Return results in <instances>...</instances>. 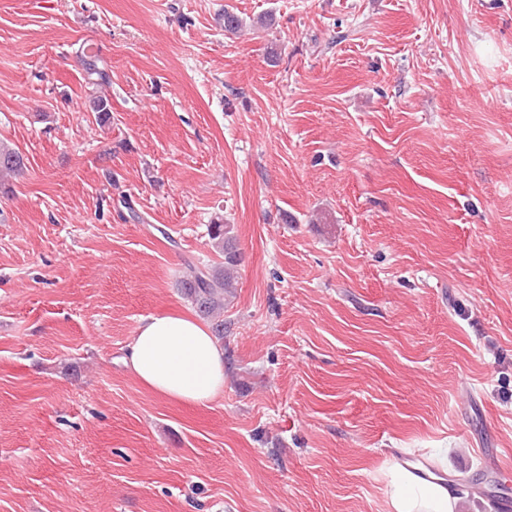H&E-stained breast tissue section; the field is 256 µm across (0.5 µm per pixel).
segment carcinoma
Segmentation results:
<instances>
[{
    "label": "carcinoma",
    "mask_w": 512,
    "mask_h": 512,
    "mask_svg": "<svg viewBox=\"0 0 512 512\" xmlns=\"http://www.w3.org/2000/svg\"><path fill=\"white\" fill-rule=\"evenodd\" d=\"M81 61L89 84L97 87L110 84L112 70L99 55L86 51L82 53ZM24 168L21 153L1 142L0 186L9 177L21 174ZM210 239L215 251L224 255V262L216 266H188L181 279V293L202 317L210 320L213 335L222 340L224 308L231 304L235 295L239 252L229 224L210 225Z\"/></svg>",
    "instance_id": "obj_1"
}]
</instances>
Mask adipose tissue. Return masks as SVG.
<instances>
[{
  "instance_id": "ef3b65f1",
  "label": "adipose tissue",
  "mask_w": 512,
  "mask_h": 512,
  "mask_svg": "<svg viewBox=\"0 0 512 512\" xmlns=\"http://www.w3.org/2000/svg\"><path fill=\"white\" fill-rule=\"evenodd\" d=\"M130 372L159 396L203 405L224 393V351L210 328L182 314H160L142 320L126 347ZM454 487L392 472L393 512H458Z\"/></svg>"
}]
</instances>
